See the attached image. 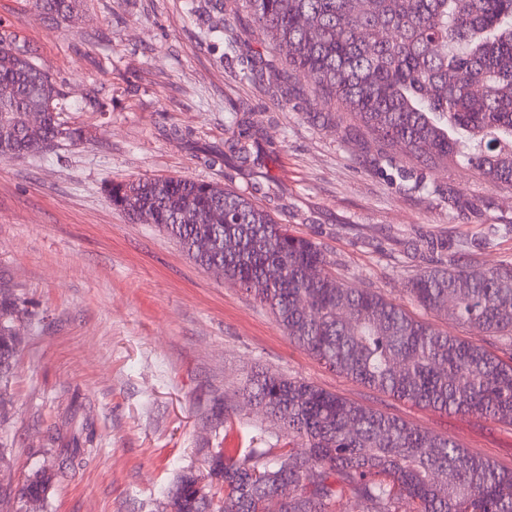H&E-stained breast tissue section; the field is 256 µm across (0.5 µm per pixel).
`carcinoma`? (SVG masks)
I'll list each match as a JSON object with an SVG mask.
<instances>
[{"label":"carcinoma","instance_id":"obj_1","mask_svg":"<svg viewBox=\"0 0 512 512\" xmlns=\"http://www.w3.org/2000/svg\"><path fill=\"white\" fill-rule=\"evenodd\" d=\"M258 30L309 74L315 91L348 112L367 132L403 146L424 168L460 160L489 184L512 185V0H245ZM201 10L210 42L231 29L224 0ZM54 20L70 17L80 0H35ZM241 79L282 91L281 74L264 54L240 60ZM60 96L37 63L27 38L0 34V159L33 155L83 131L49 117L31 127L26 116ZM224 146L171 128L209 168L245 171L248 189L288 210L287 192L266 159V140L252 112H235ZM112 205L146 215L199 265L224 268V278L254 293L289 338L330 369L398 400L512 425V361L484 346L512 348V264L487 270L455 254L408 280L407 293L426 312L464 325L462 339L417 320L399 304L367 289L348 288L326 271L312 240L291 233L243 193L219 182L139 178L109 183ZM318 271L311 277L308 271ZM26 298L0 288V384L7 382L22 343L16 322ZM249 402L280 422L288 447L248 448L238 457L219 450L207 476L215 491L194 495L201 476L182 474L167 493V512H272L280 487L288 501L277 512H512V470L470 454L451 437L350 402L310 382L268 372L244 386ZM93 430L81 425L72 446L40 467L18 500L47 496L53 481L82 469Z\"/></svg>","mask_w":512,"mask_h":512}]
</instances>
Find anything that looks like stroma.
<instances>
[{
  "mask_svg": "<svg viewBox=\"0 0 512 512\" xmlns=\"http://www.w3.org/2000/svg\"><path fill=\"white\" fill-rule=\"evenodd\" d=\"M224 8L247 48L288 70L242 0ZM0 32L33 42L62 93V119L85 132L74 146L0 160V286L31 303L0 425L1 481L19 488L85 421L96 434L88 464L54 480L38 512H161L177 478L207 473L217 449L287 447L279 422L240 395L261 370L451 436L512 469V426L400 401L326 369L252 293L195 263L158 225L116 210L104 192L140 177L245 191L242 175L205 167L169 130L220 145L231 113H257L279 149L270 168L288 189L282 222L318 243L346 286L465 338L462 325L416 307L407 282L435 265L432 236L473 267L512 263V187L489 185L461 162L419 170L403 147L351 130L306 73L293 74L284 98L240 80L185 0H81L65 20L32 0H0ZM93 97L109 111L91 107ZM385 154L423 176L425 189L389 179ZM488 234L492 244L480 248ZM55 432L61 442H51Z\"/></svg>",
  "mask_w": 512,
  "mask_h": 512,
  "instance_id": "stroma-1",
  "label": "stroma"
}]
</instances>
